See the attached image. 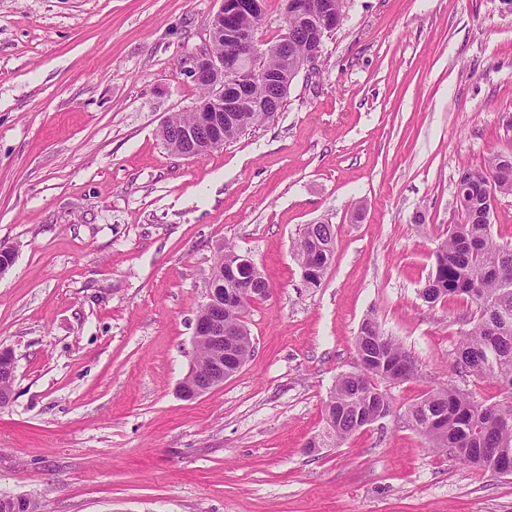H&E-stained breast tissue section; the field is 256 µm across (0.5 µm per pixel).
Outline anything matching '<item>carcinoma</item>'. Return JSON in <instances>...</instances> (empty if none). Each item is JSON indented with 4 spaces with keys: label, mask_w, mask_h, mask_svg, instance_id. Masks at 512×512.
Segmentation results:
<instances>
[{
    "label": "carcinoma",
    "mask_w": 512,
    "mask_h": 512,
    "mask_svg": "<svg viewBox=\"0 0 512 512\" xmlns=\"http://www.w3.org/2000/svg\"><path fill=\"white\" fill-rule=\"evenodd\" d=\"M197 113L176 114L160 132L164 145L173 152L182 150L178 134L196 124ZM271 120L267 112L246 110L239 125L226 130L233 140L251 128ZM503 156L489 158L481 170L465 171L471 192L463 209L465 221L448 227V234L433 252L434 268L421 289V297L435 303L448 296H466L475 306L471 327L462 334L455 363L481 379H492L504 390L503 400L491 404L474 402L457 389L437 387L407 408L408 424L426 441L428 447L445 451L461 463L490 471L507 466L512 470V243H501L490 233V225L478 219L484 187L492 184L500 193L512 194V165L501 163ZM335 234L331 224H306L294 244L298 260L310 267V287L321 285L334 258ZM234 252L224 247L213 264L218 288H237L239 284L224 278V260ZM356 356L372 363L374 370L364 376L355 372L340 375L329 394L326 407L331 420L308 443L310 448H339L361 422L383 409H392L388 393L381 383H394L414 377L406 373L402 362L414 363L401 344L368 319L355 340ZM213 347L206 341L195 344V364L203 367L196 379L207 378L204 368L215 363Z\"/></svg>",
    "instance_id": "1"
}]
</instances>
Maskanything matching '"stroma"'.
Instances as JSON below:
<instances>
[{
  "label": "stroma",
  "instance_id": "obj_1",
  "mask_svg": "<svg viewBox=\"0 0 512 512\" xmlns=\"http://www.w3.org/2000/svg\"><path fill=\"white\" fill-rule=\"evenodd\" d=\"M217 0H0V494L37 512H512V475L435 452L406 408L501 387L453 358L474 310L425 303L456 184L512 154V0H344L276 118L194 158L160 137ZM336 228L306 287L293 245ZM269 280L254 352L186 401L220 247ZM417 363L392 411L310 453L365 318Z\"/></svg>",
  "mask_w": 512,
  "mask_h": 512
}]
</instances>
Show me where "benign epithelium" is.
I'll use <instances>...</instances> for the list:
<instances>
[{"instance_id":"benign-epithelium-1","label":"benign epithelium","mask_w":512,"mask_h":512,"mask_svg":"<svg viewBox=\"0 0 512 512\" xmlns=\"http://www.w3.org/2000/svg\"><path fill=\"white\" fill-rule=\"evenodd\" d=\"M218 10L207 23V38L204 46L182 56L178 66L183 74L195 85L208 89V95L199 100L193 108L195 112L205 114L202 122L187 128L182 133L183 141L191 149L183 155L192 157L200 146L214 149L224 144V113L240 112L244 108L267 110L265 98L251 92L253 76L261 75L263 84L273 87L285 96L300 70L314 68L325 38L337 27L336 16L321 12L313 0H291L286 14L291 20L305 19L312 24L310 37L311 49L294 58L291 69L274 70L266 67V57L278 52V47L267 49L259 47L254 31L238 27L237 19L244 14L259 15L262 10L261 0H219ZM234 43L238 51L231 56H223L214 51L222 42ZM230 268L241 281H249L259 276L260 270L255 262L241 254H234ZM247 331V317L241 316L236 323L224 324L220 315L195 321L194 337L205 340L214 347L226 350V357L232 367L215 371L201 384L191 385V392L184 391L178 385L177 392L181 398L192 400L210 389L224 383L245 364L248 354L239 347L242 335Z\"/></svg>"}]
</instances>
